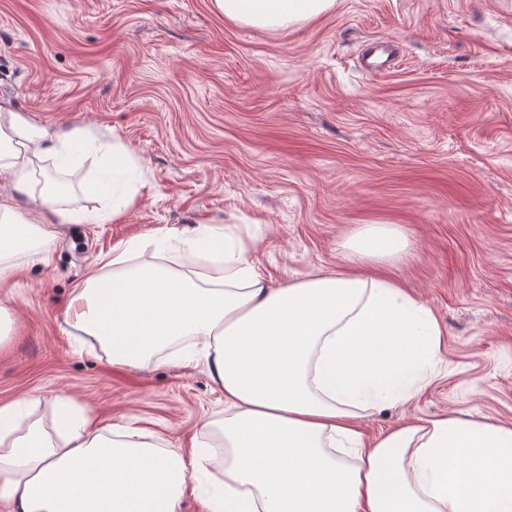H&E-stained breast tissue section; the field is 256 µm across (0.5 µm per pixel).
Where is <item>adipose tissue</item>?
<instances>
[{
  "label": "adipose tissue",
  "mask_w": 512,
  "mask_h": 512,
  "mask_svg": "<svg viewBox=\"0 0 512 512\" xmlns=\"http://www.w3.org/2000/svg\"><path fill=\"white\" fill-rule=\"evenodd\" d=\"M234 21L285 28L335 0H214ZM0 282L14 251L46 248L60 224L86 216L49 188L34 162L67 167L77 154L112 157L101 188L112 216L133 204L140 167L122 142L48 138L0 103ZM223 227L194 232L174 255L167 239L132 241L104 257L111 275L71 299L67 326L115 366L138 368L193 340L224 390V417L202 420L198 451L167 449L154 434L103 428L62 414L32 417L37 401L0 407V502L9 512H178L191 476L224 451V487L208 512H512V426L455 415L410 419L368 440L358 410L410 403L429 384L441 328L432 310L391 276L409 242L369 224L341 244L344 269L275 286L245 246L216 249ZM152 250L154 260L138 255Z\"/></svg>",
  "instance_id": "obj_1"
}]
</instances>
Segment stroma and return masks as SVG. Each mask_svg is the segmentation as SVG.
Here are the masks:
<instances>
[{
    "label": "stroma",
    "mask_w": 512,
    "mask_h": 512,
    "mask_svg": "<svg viewBox=\"0 0 512 512\" xmlns=\"http://www.w3.org/2000/svg\"><path fill=\"white\" fill-rule=\"evenodd\" d=\"M373 39L400 52L388 74L355 66ZM0 101L34 130L121 140L144 181L121 219L62 224L49 254L18 252L0 284L17 320L0 406L38 398L49 425L66 402L190 449L202 418L224 416L205 364L118 367L66 333L99 256L170 230L184 251L218 225L281 285L343 268V239L389 224L409 241L394 274L442 347L434 380L364 413V433L451 412L512 424V0H336L276 30L213 0H0ZM109 165L65 171L71 208L104 209Z\"/></svg>",
    "instance_id": "1"
}]
</instances>
